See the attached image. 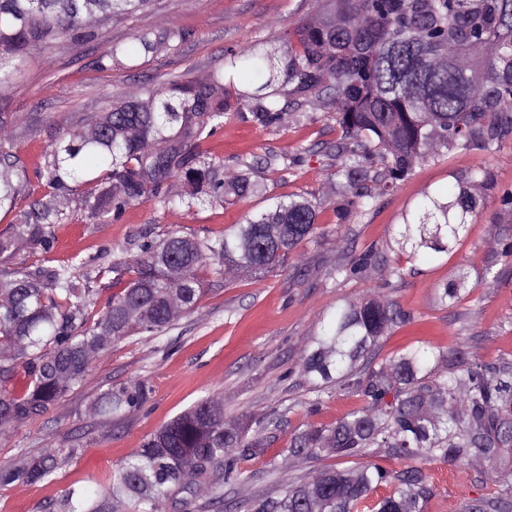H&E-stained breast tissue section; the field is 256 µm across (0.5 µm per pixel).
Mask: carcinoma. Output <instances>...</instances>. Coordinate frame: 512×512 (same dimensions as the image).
<instances>
[{
	"mask_svg": "<svg viewBox=\"0 0 512 512\" xmlns=\"http://www.w3.org/2000/svg\"><path fill=\"white\" fill-rule=\"evenodd\" d=\"M334 8L302 20L288 33V51L274 56L264 43L227 51L224 70L202 79L174 75L141 89L107 112L69 131L28 174L0 120V212H16L0 231V434L44 413L83 384L99 353L134 333L159 334L199 304V271L210 267L232 281L261 278L318 230L319 212L304 198L274 203L222 239L172 233L144 239L130 259L112 264L121 291L103 311L94 289L79 283L82 262L35 271L8 264L22 248L44 252L56 242L63 205L79 184L94 186L81 205L98 220H118L146 195L187 210L206 200L246 198L259 186L244 174L219 177L197 163L199 146L224 127V114L248 110L251 121L281 119L280 92L328 106L345 142L336 146V172L349 188L333 204L336 223L363 215L376 196L395 188L413 167L445 152H491L512 136V0H331ZM150 0H0V96L31 51L59 39L78 46L95 39L102 21L124 18ZM183 40L169 31L140 38L145 50ZM238 89L235 94L230 90ZM47 192L21 208L30 177ZM490 172L480 167L455 178L444 194H427L402 217L390 249L416 260L449 253L482 207ZM344 281L372 278L379 290L336 309L311 338L302 373L320 395L348 391L363 404L330 426L294 432L283 460L333 454L370 457L384 448L401 467L365 464L285 483L275 496L256 498L248 512H424L431 494L420 466L443 460L490 465L512 448V361L485 364L464 348L409 347L376 360L384 335L411 321L380 289L403 280L404 269L384 249L367 248L336 266ZM464 281L436 287L443 303L457 302ZM26 382L10 388L17 365ZM145 381L103 392L94 413L124 416L146 403ZM254 435L224 416V399L207 396L150 434L112 477L110 495L129 499L134 512H191L210 493L197 477L222 471L246 482L238 450L260 448L278 429L254 420ZM59 451L0 465V486L52 480ZM389 493L372 502L379 486ZM62 512H100L88 489L68 492Z\"/></svg>",
	"mask_w": 512,
	"mask_h": 512,
	"instance_id": "obj_1",
	"label": "carcinoma"
}]
</instances>
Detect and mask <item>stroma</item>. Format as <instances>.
<instances>
[{
	"instance_id": "stroma-1",
	"label": "stroma",
	"mask_w": 512,
	"mask_h": 512,
	"mask_svg": "<svg viewBox=\"0 0 512 512\" xmlns=\"http://www.w3.org/2000/svg\"><path fill=\"white\" fill-rule=\"evenodd\" d=\"M316 8L315 0H155L125 19L98 24L92 42L75 46L60 41L35 50L0 102L13 150L27 168H34L61 135L105 109V94L117 97L155 87L172 75L203 77L223 69L228 49L260 40L285 52L288 31ZM173 30L183 32V41L150 51L139 44L143 34ZM113 44L132 50L133 59L122 57L99 69L98 56ZM282 106V121L271 126L247 121L239 112L227 113L223 129L201 146L204 158L227 172L240 171L242 161L253 162L265 194L213 201L190 212L168 209L148 197L131 205L120 220L105 222L89 217L73 202L70 220L57 226L50 252L17 253L14 265L32 270L75 257L88 260L87 273L101 309L121 286L111 275H98V267L134 254L133 243L141 235L158 240L176 231L217 240L265 210L274 198L300 196L320 212L317 237L297 248L286 269L261 280L230 283L204 273L206 291L193 313L162 334H135L110 345L93 363L86 383L71 388L42 415L0 436V464L54 448L68 451L52 481L0 486V512H60L68 491L86 487L99 489L104 512H133L127 501L108 496L113 472L146 436L209 395L223 397L226 413L241 421L274 414L281 426L264 448L239 456L246 483L222 482L216 489L219 503L197 500V512H245L246 500L275 494L283 481H304L321 469L360 466L359 458L334 456L292 458L277 470L270 466L292 433L309 424H333L360 403L354 394L331 393L318 411H311L312 385L299 369L321 321L336 306L362 299L373 287L367 279L338 280L334 269L351 252L371 245L388 247L403 214L424 193L446 189L455 177L480 166L490 169L492 186L448 255L417 266L408 255L391 253L406 275L385 294L415 321L382 337L376 353L382 359L411 345L451 351L464 344L487 364L512 359V260L491 249L495 242L512 243V212L500 203L503 193L512 192V138L491 154L454 150L421 162L365 215L340 224L328 203L344 185L329 167V155L343 138L336 115L292 99ZM297 153L303 160L295 164L291 158ZM461 274L466 292L458 302L442 304L435 285ZM133 378L143 379L149 389L140 411L111 419L93 414L103 391ZM424 468L433 490L425 512H463L478 499L500 496L512 479V448L494 465L462 470L435 460Z\"/></svg>"
}]
</instances>
